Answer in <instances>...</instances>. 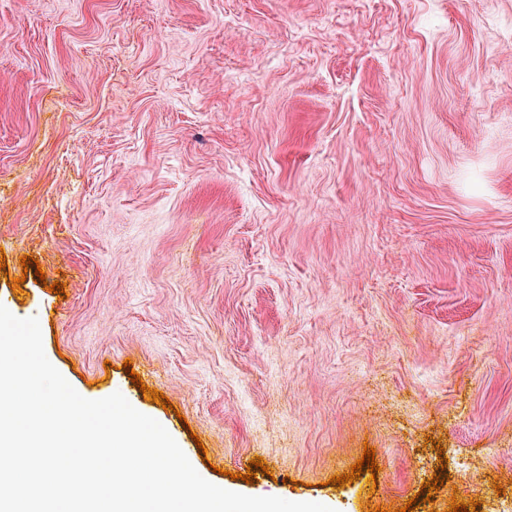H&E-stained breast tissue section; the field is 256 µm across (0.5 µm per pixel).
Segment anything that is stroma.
Returning a JSON list of instances; mask_svg holds the SVG:
<instances>
[{"instance_id": "obj_1", "label": "stroma", "mask_w": 512, "mask_h": 512, "mask_svg": "<svg viewBox=\"0 0 512 512\" xmlns=\"http://www.w3.org/2000/svg\"><path fill=\"white\" fill-rule=\"evenodd\" d=\"M0 252L212 483L512 504V0H0Z\"/></svg>"}]
</instances>
